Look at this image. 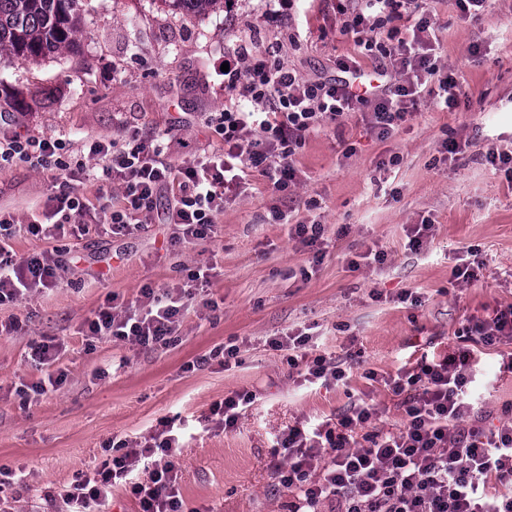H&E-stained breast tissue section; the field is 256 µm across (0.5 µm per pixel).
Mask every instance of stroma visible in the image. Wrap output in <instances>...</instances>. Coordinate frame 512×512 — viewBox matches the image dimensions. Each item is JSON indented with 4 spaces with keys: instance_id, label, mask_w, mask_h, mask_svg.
<instances>
[{
    "instance_id": "1",
    "label": "stroma",
    "mask_w": 512,
    "mask_h": 512,
    "mask_svg": "<svg viewBox=\"0 0 512 512\" xmlns=\"http://www.w3.org/2000/svg\"><path fill=\"white\" fill-rule=\"evenodd\" d=\"M340 2L362 6L297 0L284 17L276 0H226L208 15L176 13L161 0H82L84 35L75 48L38 60L0 55V113L17 112L31 131L68 141L123 129L158 133L182 116L170 160L197 161L224 147L202 116L223 108L218 71L239 44L257 56L280 50L313 80L336 76L337 58L359 55L354 34L342 30ZM420 11L434 24L438 64L457 80L455 111L422 93L412 119L385 139L350 113L307 137L288 193L252 172L208 237L174 247L173 224L90 232L74 241L81 260L58 288L0 306V322L26 325L23 334L0 335V467L26 475L0 512H64L47 493L93 472L111 458L113 442L149 435L174 416L184 427L179 485L192 512H288L270 466L286 426L340 414L363 398L383 410L376 428L397 430L396 397L366 372L396 373L446 349L466 317L512 304V167L486 159L490 147L512 150V0H491L473 21L462 20L457 0H422ZM449 141L461 151L446 153ZM57 190L27 164L0 170V209L20 221L41 213ZM293 224L321 225L320 265L289 236ZM415 224L432 227L417 251L407 245ZM370 247L384 251L385 262L351 269ZM470 250L484 263L481 276L456 283L451 269ZM205 264L213 277L189 300L175 345L88 342L85 321L107 296L123 308L143 285L183 287ZM407 289L417 304L397 302ZM305 329L319 353H355L347 383L305 384L286 352L268 345ZM45 337L62 343L67 379L25 404L15 385L40 378L28 353ZM219 345L238 346L237 362L194 367ZM501 361L497 350L479 355L474 416L488 425L512 404V372ZM243 389L256 401L235 430L201 423L212 403Z\"/></svg>"
}]
</instances>
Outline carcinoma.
<instances>
[{"instance_id":"carcinoma-1","label":"carcinoma","mask_w":512,"mask_h":512,"mask_svg":"<svg viewBox=\"0 0 512 512\" xmlns=\"http://www.w3.org/2000/svg\"><path fill=\"white\" fill-rule=\"evenodd\" d=\"M81 0H0V52L39 59L77 44ZM173 11L207 14L224 0H160Z\"/></svg>"}]
</instances>
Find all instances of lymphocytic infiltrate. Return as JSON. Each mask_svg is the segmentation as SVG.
<instances>
[{"label":"lymphocytic infiltrate","instance_id":"1","mask_svg":"<svg viewBox=\"0 0 512 512\" xmlns=\"http://www.w3.org/2000/svg\"><path fill=\"white\" fill-rule=\"evenodd\" d=\"M418 2L364 0L361 13L347 20V29L359 34V47L387 61L370 75L356 58L345 57L337 61L340 78L309 80L275 56L256 57L240 48L238 66L224 74L223 109L203 119L223 139L224 149L198 162L173 165L168 135L135 130L84 139L74 157L63 139L33 134L20 127L14 113L1 112L0 169L29 164L58 180L60 190L45 203L43 221L23 223L0 211V305L56 288L62 272L78 263L64 238L84 235L89 225L126 234L160 210L165 223L179 226V242L202 239L223 213L226 197L236 194L252 171H260L276 191H287L296 178L292 155L322 124L358 112L377 136H388L412 115L422 85L431 78L438 82L444 108H454L457 82L436 63L429 19L420 18L407 38L377 36V21L415 13ZM88 184L96 186V200L84 196ZM166 192L174 201L164 207L160 201ZM21 231L50 241V248L17 254L11 241ZM189 296L183 289L143 286L137 308L99 307L86 322V335L142 347L171 345ZM310 342V336L297 333L272 338L269 345L288 351L289 365L300 367L305 382L345 381V370L333 358L309 355ZM509 344L512 304L468 317L453 347L421 358L414 368L388 376L367 372L368 380L380 381L398 397L404 413L398 432L373 430L381 409L363 399L316 425L288 426L276 441L272 462L288 492V512H512V406L499 424L473 426L468 389L477 348ZM61 350L52 339L31 344V360L46 373L37 382L16 385L24 402L65 381L64 371L55 367ZM254 400L253 393L232 392L211 405L205 420L234 430ZM181 435L175 420L167 419L150 436L122 441L111 463L60 491L66 512H101L120 485L139 512H184L178 482Z\"/></svg>","mask_w":512,"mask_h":512}]
</instances>
